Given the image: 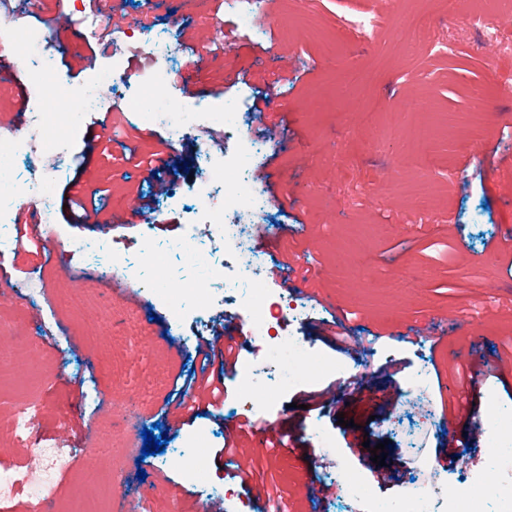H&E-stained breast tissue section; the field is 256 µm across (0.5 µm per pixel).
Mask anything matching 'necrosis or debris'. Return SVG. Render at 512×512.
<instances>
[{
  "mask_svg": "<svg viewBox=\"0 0 512 512\" xmlns=\"http://www.w3.org/2000/svg\"><path fill=\"white\" fill-rule=\"evenodd\" d=\"M0 11L11 16L10 22L0 27V43L9 44L17 58L32 64L27 72L25 131L19 136H0V255L9 253L17 244L14 236L4 232V225L17 206L27 205L40 217L42 240H64L69 255L78 257L84 265L96 264L99 251L91 241L62 238L51 186L65 172L72 134L80 115L103 109L119 83L113 75L104 74L92 77L76 89L50 92L54 82V54L47 46L45 34L24 14L13 11L10 0H0ZM116 39L123 43L134 41L142 58V78L133 104L151 124L164 129L174 140L184 137L192 128L219 119L225 128L235 130L239 116L237 104L227 101L217 107L192 95L179 99L169 96L167 89L173 72L167 61L175 52L174 46L162 39L132 36L126 27L117 31ZM197 150L203 187L199 209L206 232L198 234L195 225H188L170 252L195 256V245L204 236L222 246L223 259L221 263L209 264L206 278L182 283L178 293L161 295V303L178 320L189 308L201 313L209 309L217 281L233 282L235 300L248 313L250 339L259 344L270 343L272 358L278 366L273 375L254 364L242 374V388L254 397L250 411L262 410L272 380L293 383L306 366H318L340 378L350 375L351 368L343 358L315 356L302 337L289 331L276 334L271 331V319L302 321L309 313V305L285 294L270 299L261 287L267 276V265L248 238L250 223L260 212V193L237 177L238 171L249 164V151L242 149L229 156L204 143ZM13 155L28 160L27 174H18L9 164L8 159ZM219 184L224 187L220 196L211 191L212 186ZM492 432L490 457L501 474L500 481L490 486L479 478H471L465 497H449L448 512H482L483 500L490 494L498 498L500 512H512V424H493ZM70 466L69 458L49 448L30 449L20 465L0 456V502L10 501L22 491L39 496L55 478L66 474ZM343 481L348 499L354 505L365 506L366 512H436L439 501V488L430 484L419 494L381 501L372 496L366 480L347 475Z\"/></svg>",
  "mask_w": 512,
  "mask_h": 512,
  "instance_id": "1",
  "label": "necrosis or debris"
}]
</instances>
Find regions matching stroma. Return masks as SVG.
Wrapping results in <instances>:
<instances>
[{
	"label": "stroma",
	"instance_id": "obj_1",
	"mask_svg": "<svg viewBox=\"0 0 512 512\" xmlns=\"http://www.w3.org/2000/svg\"><path fill=\"white\" fill-rule=\"evenodd\" d=\"M164 32L175 48L176 77L171 97L187 94L208 103H241L239 127L223 146L251 149L245 181L263 197L260 223L271 240L260 250L267 264L284 253L306 271L309 315L293 331L325 356H348L360 375V389L340 396L329 411L306 410L310 393L335 383L320 373L279 388L259 417L291 433L293 447L268 454L256 449L251 461L265 485L277 486L288 512H352L338 469L362 476L375 498L412 492L419 471L437 466L448 418L433 403L449 373L448 349L464 344L475 355L512 353V275L494 252L512 226V176L501 166L512 159V95L503 76L512 72V32L497 39L466 23L463 0H263L264 28L240 32L217 0H24L31 21L44 29L55 55L60 84L74 88L112 68L116 52L110 34L74 38L85 18L114 15ZM428 11L433 25L415 51L403 48L402 15ZM376 16L379 30L364 38L352 19ZM232 37L224 51L212 50L215 25ZM415 98L440 116L402 111ZM111 115L82 114L66 174L51 193L65 236L141 254L143 246L166 249L196 219L201 184L192 137L171 143L176 164L160 179H146L136 160L148 159L168 135L129 110L125 95L114 96ZM114 141H89L99 128ZM430 135L426 152L412 143ZM433 185L437 204L419 215L412 193ZM85 191L105 186L104 219H125L135 194L148 204L146 220L130 228L102 230L71 221V184ZM300 224L309 237L295 235ZM0 313L22 311L23 320L0 344L37 356L22 360L24 381L0 388V434L9 433L16 399L33 400L40 412L29 433L7 455L27 457L31 448H51L71 460L69 472L51 485L48 512H120L123 498L147 496L149 512H208L218 493L232 489L224 512H263L255 490L241 483L224 455L228 428L250 419L242 407L240 374L255 350L238 349V369L224 380L220 416H202L173 425L168 399L185 396L184 379L200 373L198 336H211L218 323L246 322L238 305L216 298L204 317L186 312L174 321L155 297L156 282L139 291V305L111 293L104 269L85 270L71 283L62 244L26 241L19 253L0 256ZM43 283L44 293L28 305L15 285ZM464 311L479 319L482 334L465 336L448 315ZM428 323L430 336L414 334ZM361 340L357 354L327 340L329 332ZM404 369L389 377L379 369L389 360ZM359 405L366 421L353 430L338 425L348 404ZM464 404L474 415L512 412V378L478 376ZM155 427L164 452L144 461L127 457L112 471L109 438L134 436L143 447V429ZM328 432L335 449L314 459L313 427ZM384 444L393 479H377L370 445ZM191 452L197 474L180 462ZM145 480H138V470ZM321 489L304 500L298 485Z\"/></svg>",
	"mask_w": 512,
	"mask_h": 512
}]
</instances>
